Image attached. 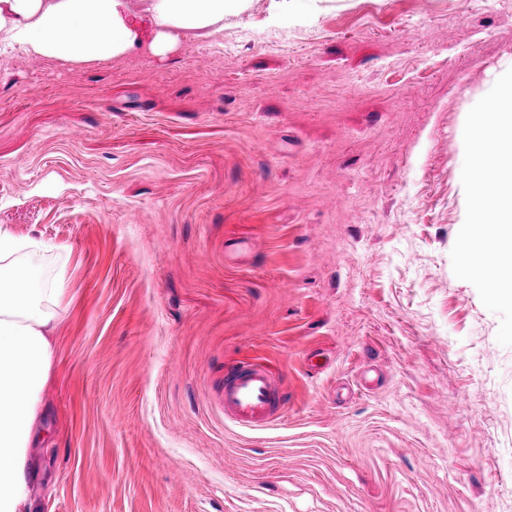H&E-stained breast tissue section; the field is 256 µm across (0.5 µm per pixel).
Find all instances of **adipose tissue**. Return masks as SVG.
<instances>
[{
    "instance_id": "adipose-tissue-1",
    "label": "adipose tissue",
    "mask_w": 512,
    "mask_h": 512,
    "mask_svg": "<svg viewBox=\"0 0 512 512\" xmlns=\"http://www.w3.org/2000/svg\"><path fill=\"white\" fill-rule=\"evenodd\" d=\"M241 0H142L160 28L199 36L224 25ZM130 0H0V42L65 60H108L135 46ZM97 40H89L88 32ZM20 258L0 251V512H35L34 448L46 440L41 392L55 361L52 335L62 291L38 280L42 248L28 242Z\"/></svg>"
}]
</instances>
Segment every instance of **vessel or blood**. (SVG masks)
Segmentation results:
<instances>
[{"instance_id": "vessel-or-blood-1", "label": "vessel or blood", "mask_w": 512, "mask_h": 512, "mask_svg": "<svg viewBox=\"0 0 512 512\" xmlns=\"http://www.w3.org/2000/svg\"><path fill=\"white\" fill-rule=\"evenodd\" d=\"M221 398L225 417L245 427L277 421L284 403L273 372L260 363L225 365Z\"/></svg>"}]
</instances>
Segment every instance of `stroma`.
I'll return each mask as SVG.
<instances>
[{
    "mask_svg": "<svg viewBox=\"0 0 512 512\" xmlns=\"http://www.w3.org/2000/svg\"><path fill=\"white\" fill-rule=\"evenodd\" d=\"M0 51V244L61 282L37 512H512V347L450 252L512 0H246ZM267 365L276 423L224 417ZM141 11L149 13L162 27L157 46L165 44L172 32L192 31L206 36L215 27L224 29V16L236 12L241 0H140ZM224 416L238 425L259 427L281 417L284 394L274 373L260 363L224 365Z\"/></svg>",
    "mask_w": 512,
    "mask_h": 512,
    "instance_id": "obj_1",
    "label": "stroma"
}]
</instances>
